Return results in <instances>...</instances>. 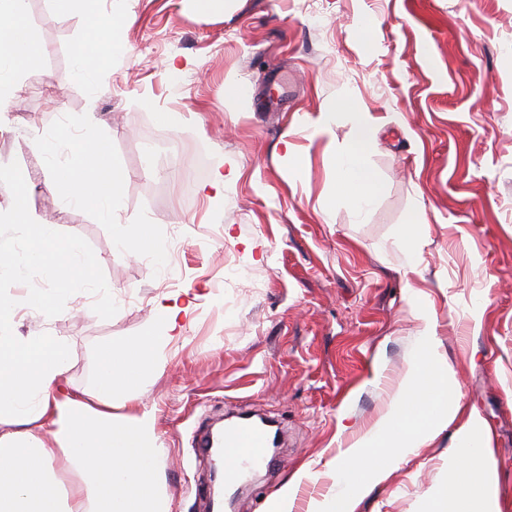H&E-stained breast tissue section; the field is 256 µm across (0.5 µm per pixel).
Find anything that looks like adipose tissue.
Wrapping results in <instances>:
<instances>
[{
  "label": "adipose tissue",
  "instance_id": "obj_1",
  "mask_svg": "<svg viewBox=\"0 0 512 512\" xmlns=\"http://www.w3.org/2000/svg\"><path fill=\"white\" fill-rule=\"evenodd\" d=\"M52 2L57 14L77 11L85 18L77 48L79 74L90 79L107 69L124 49L123 18L104 15L98 0ZM39 62L26 23V0H0V81ZM343 106L352 113V145L336 168V183L361 211L374 196L366 164L372 128L354 101ZM82 155L80 167L50 169L48 183L68 186L72 201L111 215L121 202L124 176L113 165L107 143L98 142ZM15 220L26 227L27 248L19 253L0 246L1 279L31 262L50 271L58 288L95 281L96 266L82 258L78 240L61 236L54 225L27 223L20 201ZM415 302L422 329L408 369L385 411L337 455L338 490L316 503L313 512H354L362 493L451 424L456 427L453 446L463 462L436 488L429 512H482L487 473L495 465L489 432L475 413L458 422L462 406L453 371L440 351L427 300L419 296ZM66 368L67 351L56 337L0 333V414L8 415L14 427L0 436V512H167L157 492L164 450L154 437L153 416L110 410L115 390L131 392L160 371L155 337L100 351L93 402L55 397ZM51 438L78 473L79 484L64 488L51 468Z\"/></svg>",
  "mask_w": 512,
  "mask_h": 512
}]
</instances>
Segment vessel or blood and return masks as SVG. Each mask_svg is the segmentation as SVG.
<instances>
[{"label":"vessel or blood","instance_id":"vessel-or-blood-1","mask_svg":"<svg viewBox=\"0 0 512 512\" xmlns=\"http://www.w3.org/2000/svg\"><path fill=\"white\" fill-rule=\"evenodd\" d=\"M193 443L204 450L222 448L232 455L233 463L224 472L225 485L232 486L254 469L275 467L268 450L278 445L279 437L271 420L240 415L225 424L222 434L203 431L194 436Z\"/></svg>","mask_w":512,"mask_h":512}]
</instances>
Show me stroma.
I'll use <instances>...</instances> for the list:
<instances>
[{"instance_id":"35a3bbf8","label":"stroma","mask_w":512,"mask_h":512,"mask_svg":"<svg viewBox=\"0 0 512 512\" xmlns=\"http://www.w3.org/2000/svg\"><path fill=\"white\" fill-rule=\"evenodd\" d=\"M127 18L125 50L93 79L77 74L80 14L27 0L41 62L19 71L6 109L29 116L24 141H0V244L23 251L12 223L24 174L30 222L78 239L94 284L61 293L54 315L28 297L55 287L28 264L0 280L16 306L12 333L47 330L69 351L65 394L96 380L102 348L161 334L154 300L192 303L182 335L160 350L161 373L112 411H150L166 454L168 512H208V454L191 446L200 425L247 410L288 437L273 472L241 485L233 512H267L303 465L291 512L336 490L330 463L386 408L420 331L415 295L429 301L463 405L490 432L498 468L485 512H512V0H100ZM239 82L246 96L228 97ZM356 101L375 142L367 165L375 199L362 214L336 190V162L352 118L331 101ZM67 127L72 137L50 139ZM110 143L122 171L111 218L46 188L44 172L80 161L74 142ZM292 144L300 159L284 152ZM178 153H171V145ZM223 166L224 192L201 193ZM423 224L418 265L398 245ZM147 227L171 233L181 260L122 244ZM240 279L227 280L225 258ZM451 439L394 469L356 512H426L448 479Z\"/></svg>"}]
</instances>
